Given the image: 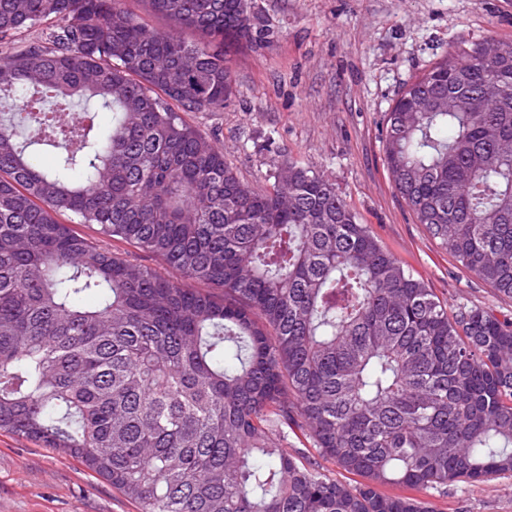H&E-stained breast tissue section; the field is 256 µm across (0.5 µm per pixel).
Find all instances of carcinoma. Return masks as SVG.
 <instances>
[{
	"instance_id": "1",
	"label": "carcinoma",
	"mask_w": 512,
	"mask_h": 512,
	"mask_svg": "<svg viewBox=\"0 0 512 512\" xmlns=\"http://www.w3.org/2000/svg\"><path fill=\"white\" fill-rule=\"evenodd\" d=\"M143 2L167 30L125 0H0V430L138 512H433L512 473V318L448 313L333 181L283 161L243 183L183 114L224 108L272 30L248 0ZM383 151L416 222L512 299V40L407 84ZM73 227L75 230L82 234L83 236H86L89 239H96V240H103L105 244H107L108 247L111 249H116L120 253H125L126 255L132 256L137 258L142 264L147 265L152 268H160V261L157 260L154 257H149L141 252H139L134 247L126 244L121 243L118 241H112V239L102 238L96 231L95 226H83L74 224Z\"/></svg>"
}]
</instances>
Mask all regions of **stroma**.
<instances>
[{"instance_id": "35a3bbf8", "label": "stroma", "mask_w": 512, "mask_h": 512, "mask_svg": "<svg viewBox=\"0 0 512 512\" xmlns=\"http://www.w3.org/2000/svg\"><path fill=\"white\" fill-rule=\"evenodd\" d=\"M273 34L240 54L235 94L192 114L240 179L261 189L291 160L335 182L359 223L449 307L512 317V300L464 270L416 223L383 163L382 129L403 88L449 47L512 40V0H249ZM436 512H512V475L463 481ZM0 512H137L77 460L0 431Z\"/></svg>"}]
</instances>
